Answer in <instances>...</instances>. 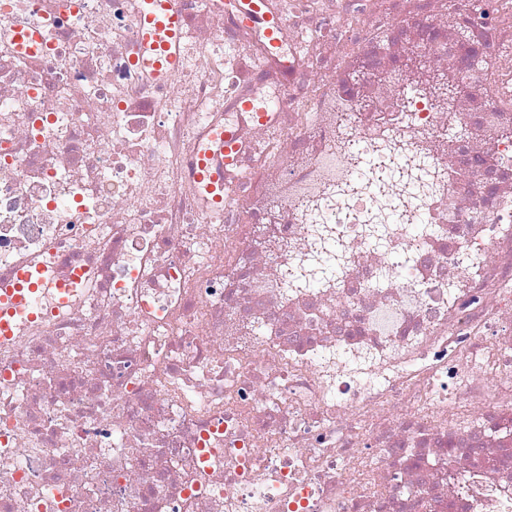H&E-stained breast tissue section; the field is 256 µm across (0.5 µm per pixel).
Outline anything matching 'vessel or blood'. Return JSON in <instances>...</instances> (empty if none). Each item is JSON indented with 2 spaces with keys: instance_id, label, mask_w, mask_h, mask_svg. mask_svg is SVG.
<instances>
[{
  "instance_id": "obj_1",
  "label": "vessel or blood",
  "mask_w": 512,
  "mask_h": 512,
  "mask_svg": "<svg viewBox=\"0 0 512 512\" xmlns=\"http://www.w3.org/2000/svg\"><path fill=\"white\" fill-rule=\"evenodd\" d=\"M182 20L173 6V0H141L139 27L141 42L147 53L139 60L153 76H163L181 63L178 37ZM12 288L0 292V341L11 339L16 317L37 319L39 312L33 300L45 283L39 264L26 262L19 265L13 275ZM88 276L83 269H75L68 280L58 282V307L69 310L75 288L86 286Z\"/></svg>"
}]
</instances>
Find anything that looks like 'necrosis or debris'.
<instances>
[{"instance_id":"obj_1","label":"necrosis or debris","mask_w":512,"mask_h":512,"mask_svg":"<svg viewBox=\"0 0 512 512\" xmlns=\"http://www.w3.org/2000/svg\"><path fill=\"white\" fill-rule=\"evenodd\" d=\"M139 6L0 0V512H512V0ZM181 25V16L172 0H141L140 37L147 53L136 62L150 69L155 77H162L167 71L177 68L181 63L178 53ZM14 284L0 292V341L13 336V323L17 316H26L31 321L41 316L32 305V300L45 283L40 265L30 261L19 265L13 275ZM88 280L86 272L82 268H77L71 273L68 280L57 283L58 307L56 313H59L60 310L68 311L71 308L74 288L85 287Z\"/></svg>"}]
</instances>
